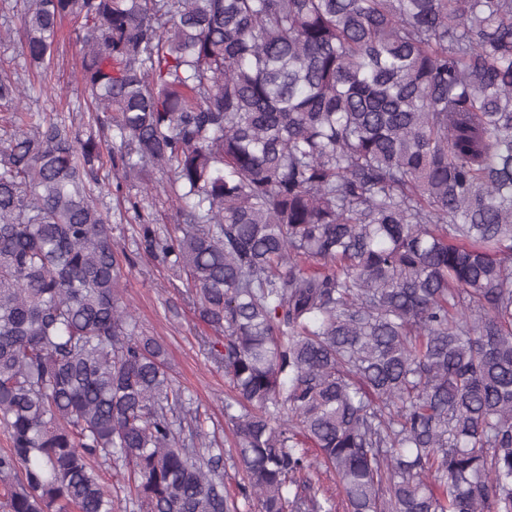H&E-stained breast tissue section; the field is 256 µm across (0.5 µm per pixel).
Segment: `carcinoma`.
Returning <instances> with one entry per match:
<instances>
[{"instance_id": "cac0c4a2", "label": "carcinoma", "mask_w": 512, "mask_h": 512, "mask_svg": "<svg viewBox=\"0 0 512 512\" xmlns=\"http://www.w3.org/2000/svg\"><path fill=\"white\" fill-rule=\"evenodd\" d=\"M29 63L80 23L120 148L173 171L143 251L224 334L258 512H512V0H23ZM27 88L0 78V100ZM0 141L8 512H237L223 449L120 301L96 135L16 109ZM120 471H123L121 462L116 465L112 463V470L105 472V481L112 490V512H139L132 506L127 491L121 487Z\"/></svg>"}]
</instances>
